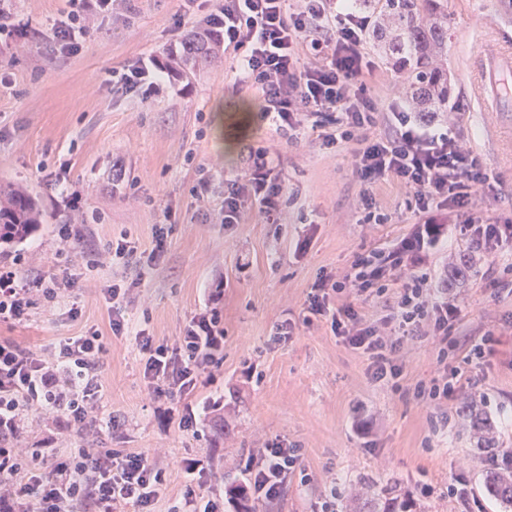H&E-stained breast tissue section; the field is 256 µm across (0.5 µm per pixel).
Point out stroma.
I'll list each match as a JSON object with an SVG mask.
<instances>
[{
    "instance_id": "1",
    "label": "stroma",
    "mask_w": 512,
    "mask_h": 512,
    "mask_svg": "<svg viewBox=\"0 0 512 512\" xmlns=\"http://www.w3.org/2000/svg\"><path fill=\"white\" fill-rule=\"evenodd\" d=\"M223 0H117L111 15L89 21L82 49L56 51L49 30L73 9L70 0H11L25 35L0 44V190L26 189L41 224L20 242L0 243V266L27 278L71 274L78 316L35 305L29 321L1 323L43 353L60 342L99 330L105 348L102 415L116 419L111 438L69 429L56 447L122 449L143 454L165 470L154 512H170L187 489L215 496L243 483L267 448L298 449L281 497L257 512H352L378 497L385 483L411 512H506L483 481L491 460L512 451V292L489 285L492 259L454 236L419 270L432 288L451 287L460 307L447 340L408 336L393 356L395 377L373 379L369 360L332 331L307 321V296L318 277L343 280L362 254L406 236L416 222L410 196L396 181L372 188L384 214L366 223L359 197L366 187L351 165L357 142L327 147L303 123L280 134L259 118L258 96L238 81L237 52H219L194 70L172 58L207 27ZM512 45V0H448V110L440 125L479 155L489 179L472 212L486 222L512 221V97L487 111L470 82L476 54ZM375 67L366 92L380 112L394 98V71L373 42ZM153 56L165 81L150 94H119L113 72ZM281 158L288 188L285 219L223 221L224 177L246 166V145ZM64 173V183L54 174ZM208 191H200V181ZM64 224L78 225L82 241L62 249ZM165 249L150 261L155 230ZM127 238L129 260H106L109 244ZM121 285L123 316L146 328L156 343L173 345L206 304L224 322V362L211 368V385L190 401L203 408L221 399L217 422L182 430L183 403L157 397L144 376L134 336L113 335L104 288ZM217 301H209L211 292ZM292 321L294 333L278 337ZM495 331L496 355L482 366L465 363L471 338ZM458 372L453 398L429 395L434 381ZM478 408L496 425L497 450L476 446L466 410ZM212 454L211 473L187 486L185 459Z\"/></svg>"
}]
</instances>
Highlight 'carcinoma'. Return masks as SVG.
I'll return each mask as SVG.
<instances>
[{"label":"carcinoma","mask_w":512,"mask_h":512,"mask_svg":"<svg viewBox=\"0 0 512 512\" xmlns=\"http://www.w3.org/2000/svg\"><path fill=\"white\" fill-rule=\"evenodd\" d=\"M354 8L371 19V37L384 42L392 69L408 76L407 95L417 112L448 110V72L434 64L448 44V0H355ZM216 57V47L199 38L187 44L179 66H200ZM40 223L35 199L26 191L12 192L0 203V241L23 239ZM477 444L493 448L495 425L481 413H469ZM489 496L512 507V470L497 467L486 472ZM358 512H398L391 498L372 499Z\"/></svg>","instance_id":"1"}]
</instances>
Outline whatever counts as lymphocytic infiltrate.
<instances>
[{
	"label": "lymphocytic infiltrate",
	"mask_w": 512,
	"mask_h": 512,
	"mask_svg": "<svg viewBox=\"0 0 512 512\" xmlns=\"http://www.w3.org/2000/svg\"><path fill=\"white\" fill-rule=\"evenodd\" d=\"M74 2L75 11L51 26V40L62 52L78 51L86 21L111 14L115 0ZM210 24L225 48L241 52L239 80L257 90L262 121L284 131L315 117L323 145L359 142L354 171L363 181L391 178L412 195L420 221L411 234L388 250L359 257L344 281L320 277L307 299L311 316L328 320L337 336L368 356L375 380L395 376L392 354L400 338L417 335L428 323L433 335L443 338L458 320L454 299L434 292L415 273L449 234L460 232L474 250L512 269V224H478L467 217L476 185L487 181L481 160L461 146L453 131L438 125L432 112L391 107L388 133L374 134L378 108L361 83L374 67L363 50L370 19L356 13L349 0H339L335 8L329 0H301L296 9L288 0H224ZM279 165L268 149L248 147L245 173L224 181L225 223H240L248 205L256 207L262 223H281L287 190ZM398 271L403 282L383 326L364 322L353 304L333 305V295L346 289L370 292ZM72 286L65 276L28 280L1 266L0 323L28 320L33 295L53 304ZM120 297L116 285L105 293L112 333L135 334L145 357L144 374L158 396L192 395L205 370L223 363L224 326L217 312L194 315L168 347L125 321ZM103 351L95 330L68 338L48 358L0 338V512H124L129 506L146 512L158 497L166 473L143 455L19 444L26 415L34 408L61 415L80 435L111 433L112 420L97 413ZM298 458L294 448L267 449L240 494L275 500Z\"/></svg>",
	"instance_id": "obj_1"
}]
</instances>
